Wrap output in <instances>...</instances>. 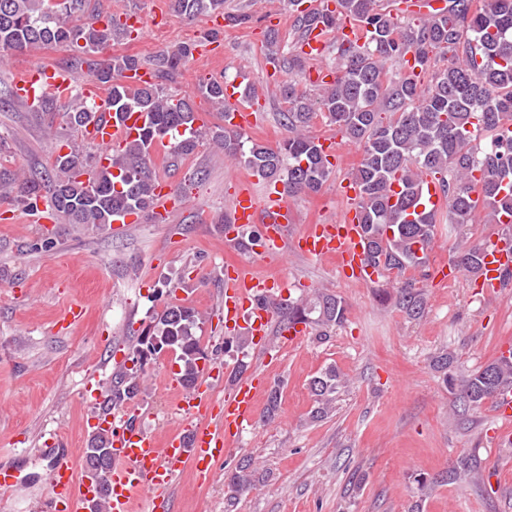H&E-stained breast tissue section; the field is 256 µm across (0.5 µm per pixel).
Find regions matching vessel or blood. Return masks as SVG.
Returning <instances> with one entry per match:
<instances>
[{"instance_id": "obj_1", "label": "vessel or blood", "mask_w": 512, "mask_h": 512, "mask_svg": "<svg viewBox=\"0 0 512 512\" xmlns=\"http://www.w3.org/2000/svg\"><path fill=\"white\" fill-rule=\"evenodd\" d=\"M326 50V38L310 34L303 44V54L309 63L306 79L311 83L324 81L326 73L319 61ZM70 70L54 65L25 67L15 75L13 83L19 97L33 103L47 92L67 95L73 85ZM224 97L230 106V124L239 130L253 126L256 109L241 81L224 85ZM144 117L129 113L121 121L102 115L83 133V140L104 155H112L137 135ZM446 196L439 182L427 180L424 186V206L430 214L445 209ZM232 235H239L252 225L262 227L269 256H277L286 238H293L297 252L312 259L332 258L342 278L366 284L376 281L377 269L366 261L364 233L354 215H345L339 224H308L296 236L288 234V206L279 190L267 191L257 197L247 186L241 187L232 203ZM512 268V239L495 237L483 246L480 278L483 288L497 292L502 276ZM279 281L260 278L238 270L224 276V325L228 330L248 336L254 353L268 348V335L273 322L271 301L276 300ZM214 376L203 373L197 387L179 394L176 409L184 418V428L168 436L158 437L149 430L130 423L114 432L111 439L112 467L108 475L107 512H171L172 490L185 468L194 469L202 478L214 474V462L241 430L251 427L258 412L260 395L268 388L266 378L254 375L240 377L224 396L219 417L197 422L196 417L208 396ZM53 458L50 477L51 497L47 512L65 506L67 512H78L80 506L98 496L94 480L79 478L71 462L57 460V451L45 449Z\"/></svg>"}]
</instances>
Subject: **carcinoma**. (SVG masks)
Segmentation results:
<instances>
[{
    "label": "carcinoma",
    "mask_w": 512,
    "mask_h": 512,
    "mask_svg": "<svg viewBox=\"0 0 512 512\" xmlns=\"http://www.w3.org/2000/svg\"><path fill=\"white\" fill-rule=\"evenodd\" d=\"M334 8L301 12L297 19L300 39L288 58V73L305 76L307 62L302 45L316 27L333 32L345 23L357 28L361 40H336V63L330 72L334 83L320 86L311 99L294 80L280 86L288 108L281 113L288 138L270 148L253 143L238 131L216 126L194 127L196 115L189 99L166 93L164 84L192 55V47L156 56L155 83L128 87L122 73L141 66L134 55L99 58L100 48L120 33L121 25H103L88 19V0H0V50L24 52L51 45H71L80 50L76 65L86 67L89 79L105 87L107 105H97L83 94L70 95L67 122L75 139L68 152L55 156L46 171L52 193L45 198L35 178L0 172V198L38 213L39 205L71 224L94 227L112 224L124 213L147 212L154 204L156 175L153 146L170 137V159L193 153L207 138L224 149V156L244 165L252 174L281 182L290 196L319 192L329 180L332 163L319 139L309 133L313 118L321 115L336 125L346 141L358 146L361 160L352 174L360 197L357 212L366 239L367 261L394 274L397 287L389 299L408 318L418 320L427 298L415 276L425 271L435 230V216L418 212L420 188L426 177L439 178L448 199V223L460 229L482 218L485 224L508 220L512 232V0H443V6L419 16L405 0H332ZM173 10L196 18L224 10V0H171ZM411 53V71L398 62ZM429 80H424V77ZM198 91L218 105H226L224 81L209 80ZM142 112L146 122L139 138L112 158L119 169L84 152L77 136L85 123L102 112ZM481 242L458 249L457 265L477 276ZM279 330L297 324L313 325L323 340L348 317L347 303L339 296L316 292L311 297L288 298L273 304ZM200 318L183 305L167 306L156 323L144 332L163 341L178 354L179 380L195 387L197 361L204 358L195 328ZM454 356L444 350L432 359L443 373L453 395V407L463 411L512 388V351L485 367L460 378L452 373ZM349 378L336 367L326 368L310 381L314 397L311 417H327L335 408ZM280 387H274L262 418L276 421ZM141 391L140 373L133 367L118 371L106 395L108 409L133 400ZM474 472L473 460L459 458L448 471L422 477L418 485L455 483ZM270 472L246 457L224 472L227 505L265 483Z\"/></svg>",
    "instance_id": "1"
}]
</instances>
